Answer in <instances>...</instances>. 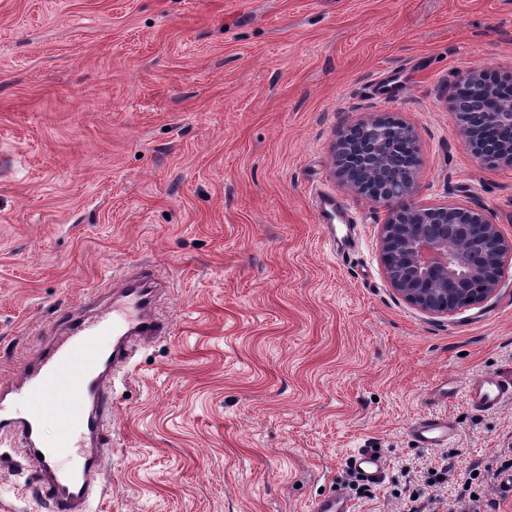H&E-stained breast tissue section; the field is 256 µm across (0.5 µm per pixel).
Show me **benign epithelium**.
Instances as JSON below:
<instances>
[{"mask_svg": "<svg viewBox=\"0 0 512 512\" xmlns=\"http://www.w3.org/2000/svg\"><path fill=\"white\" fill-rule=\"evenodd\" d=\"M459 82L456 116L472 151L483 160L512 166V141L494 132L502 124L512 125V95L503 97L476 71ZM336 165L345 186L389 208L380 231L383 268L407 303L424 313L447 315L497 290L512 260V239L478 209L411 203L416 153L408 126L378 118L349 126L337 141Z\"/></svg>", "mask_w": 512, "mask_h": 512, "instance_id": "obj_1", "label": "benign epithelium"}]
</instances>
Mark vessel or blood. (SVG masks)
<instances>
[{"instance_id":"b4317fda","label":"vessel or blood","mask_w":512,"mask_h":512,"mask_svg":"<svg viewBox=\"0 0 512 512\" xmlns=\"http://www.w3.org/2000/svg\"><path fill=\"white\" fill-rule=\"evenodd\" d=\"M160 291L156 271L139 265L79 304L61 307L45 350L16 380L0 385V433L24 448L51 512H90L110 448L113 381L143 345L170 332L157 311ZM466 395L476 409H497L512 403V379L479 375L468 383ZM48 417L57 424L51 438L42 432ZM411 432L418 444L441 448L454 427L448 420L424 417ZM61 457L70 460V467L58 465ZM349 462L366 481L379 479L384 468L381 453L373 448L356 450ZM309 512H349V501L334 492L312 501Z\"/></svg>"}]
</instances>
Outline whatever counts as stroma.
<instances>
[{
	"label": "stroma",
	"mask_w": 512,
	"mask_h": 512,
	"mask_svg": "<svg viewBox=\"0 0 512 512\" xmlns=\"http://www.w3.org/2000/svg\"><path fill=\"white\" fill-rule=\"evenodd\" d=\"M474 69L512 84V0H0V381L60 305L130 267L157 270L172 320L115 382L92 512H307L336 488L350 512H409L471 468L512 512V404L465 396L512 379V265L479 304L416 310L384 274L388 208L334 160L347 126L397 120L413 203L478 208L512 239V167L457 126ZM316 189L353 221L349 255L327 249ZM420 417L454 423L447 447L414 443ZM359 448L384 460L366 487ZM0 512H50L1 434ZM470 403L478 410H495L512 403V379L485 373L471 380L466 387Z\"/></svg>",
	"instance_id": "obj_1"
}]
</instances>
